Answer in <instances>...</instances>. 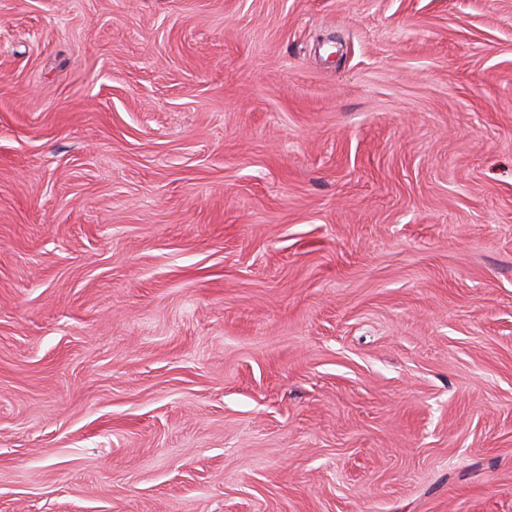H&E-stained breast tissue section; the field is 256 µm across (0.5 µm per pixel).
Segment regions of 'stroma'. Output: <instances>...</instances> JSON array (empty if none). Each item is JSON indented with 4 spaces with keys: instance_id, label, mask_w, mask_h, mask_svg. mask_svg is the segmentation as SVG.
<instances>
[{
    "instance_id": "obj_1",
    "label": "stroma",
    "mask_w": 512,
    "mask_h": 512,
    "mask_svg": "<svg viewBox=\"0 0 512 512\" xmlns=\"http://www.w3.org/2000/svg\"><path fill=\"white\" fill-rule=\"evenodd\" d=\"M0 512H512V0H0Z\"/></svg>"
}]
</instances>
